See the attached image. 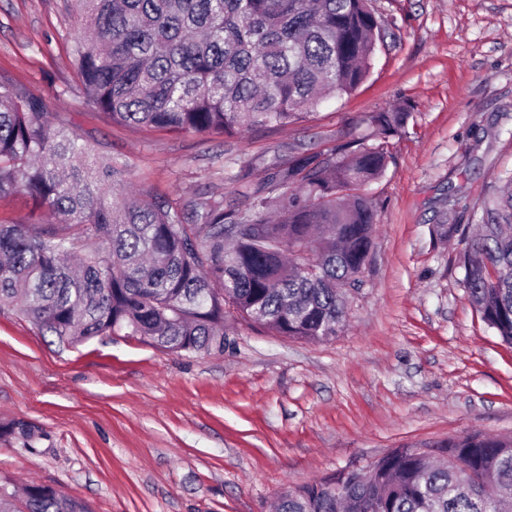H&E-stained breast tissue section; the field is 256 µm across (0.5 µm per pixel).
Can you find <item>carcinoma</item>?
Instances as JSON below:
<instances>
[{
  "label": "carcinoma",
  "instance_id": "1",
  "mask_svg": "<svg viewBox=\"0 0 512 512\" xmlns=\"http://www.w3.org/2000/svg\"><path fill=\"white\" fill-rule=\"evenodd\" d=\"M90 34L74 52L90 101L114 123L234 136L303 121L367 77L381 26L368 0H78ZM405 108L373 112L381 138L296 152L243 208L209 195L182 205L131 192L123 165L89 161L84 137L43 101L0 85V198L26 192L48 224L0 222V312L17 309L62 344L120 332L173 353L224 352L229 316L306 342L336 336L346 288L367 268L386 138ZM464 233L467 297L512 345V175ZM32 446L24 422L0 426ZM512 435L405 445L278 496L275 512H508ZM24 512H90L51 486Z\"/></svg>",
  "mask_w": 512,
  "mask_h": 512
}]
</instances>
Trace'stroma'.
I'll return each mask as SVG.
<instances>
[{
  "instance_id": "35a3bbf8",
  "label": "stroma",
  "mask_w": 512,
  "mask_h": 512,
  "mask_svg": "<svg viewBox=\"0 0 512 512\" xmlns=\"http://www.w3.org/2000/svg\"><path fill=\"white\" fill-rule=\"evenodd\" d=\"M384 37L367 79L307 121L237 136L172 135L107 121L73 52V0H0V83L40 96L93 156L128 164L160 199L223 195L244 207L297 151L376 143L371 113L408 108L367 192L377 227L347 323L323 342L228 320L220 353L135 337L59 343L0 314V483L52 486L91 512H271L277 494L403 445L512 435V346L469 304L458 238L512 172V0H371Z\"/></svg>"
}]
</instances>
